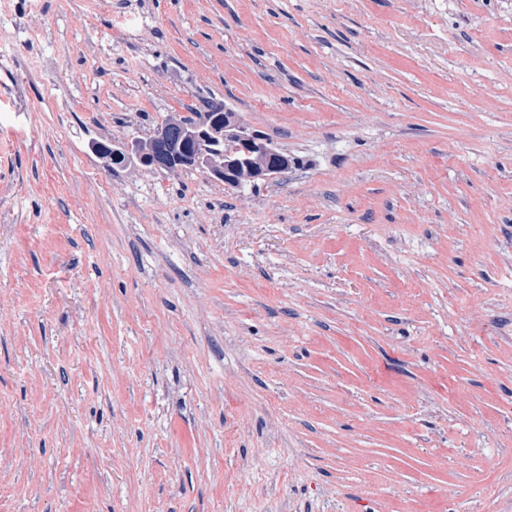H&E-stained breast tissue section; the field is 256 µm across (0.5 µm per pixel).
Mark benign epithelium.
<instances>
[{"label": "benign epithelium", "mask_w": 512, "mask_h": 512, "mask_svg": "<svg viewBox=\"0 0 512 512\" xmlns=\"http://www.w3.org/2000/svg\"><path fill=\"white\" fill-rule=\"evenodd\" d=\"M94 150L113 165L137 161L169 172L199 169L227 188L246 180H274L288 167L285 156L266 139L222 112L180 114L165 120L146 140L130 145L97 142Z\"/></svg>", "instance_id": "1"}]
</instances>
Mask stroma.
<instances>
[{
    "instance_id": "stroma-1",
    "label": "stroma",
    "mask_w": 512,
    "mask_h": 512,
    "mask_svg": "<svg viewBox=\"0 0 512 512\" xmlns=\"http://www.w3.org/2000/svg\"><path fill=\"white\" fill-rule=\"evenodd\" d=\"M0 512H512V0H10ZM214 100L305 168L108 167Z\"/></svg>"
}]
</instances>
